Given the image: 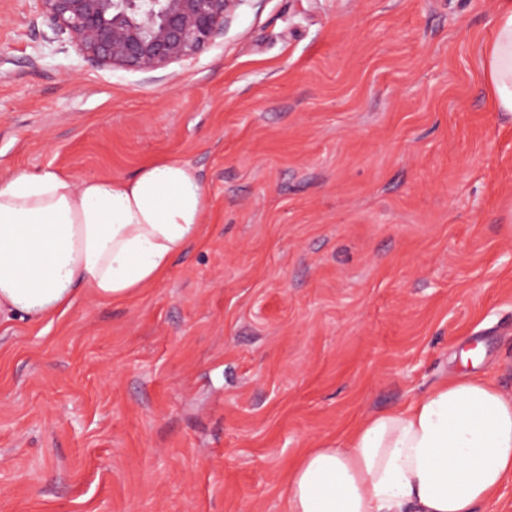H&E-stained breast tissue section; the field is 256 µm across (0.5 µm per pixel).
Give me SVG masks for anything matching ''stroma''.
<instances>
[{
  "mask_svg": "<svg viewBox=\"0 0 512 512\" xmlns=\"http://www.w3.org/2000/svg\"><path fill=\"white\" fill-rule=\"evenodd\" d=\"M500 0H242L195 59L89 64L0 0V176L194 165L198 243L0 317V512H287L310 448L455 373L512 392ZM495 38L487 51V74L497 107L512 112V2L504 0L495 18Z\"/></svg>",
  "mask_w": 512,
  "mask_h": 512,
  "instance_id": "obj_1",
  "label": "stroma"
}]
</instances>
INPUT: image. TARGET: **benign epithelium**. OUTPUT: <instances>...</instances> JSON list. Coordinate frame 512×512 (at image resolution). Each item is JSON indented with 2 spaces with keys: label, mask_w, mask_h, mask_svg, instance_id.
<instances>
[{
  "label": "benign epithelium",
  "mask_w": 512,
  "mask_h": 512,
  "mask_svg": "<svg viewBox=\"0 0 512 512\" xmlns=\"http://www.w3.org/2000/svg\"><path fill=\"white\" fill-rule=\"evenodd\" d=\"M57 36L99 67L150 74L224 35L243 0H37Z\"/></svg>",
  "instance_id": "1"
}]
</instances>
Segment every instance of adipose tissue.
<instances>
[{
    "label": "adipose tissue",
    "mask_w": 512,
    "mask_h": 512,
    "mask_svg": "<svg viewBox=\"0 0 512 512\" xmlns=\"http://www.w3.org/2000/svg\"><path fill=\"white\" fill-rule=\"evenodd\" d=\"M495 31L487 74L498 109L512 112V0ZM208 206L197 169L177 159L120 179L0 178V315L48 319L84 290L135 295L197 241ZM511 480L512 393L454 375L307 449L287 475L288 512H477Z\"/></svg>",
    "instance_id": "1"
}]
</instances>
